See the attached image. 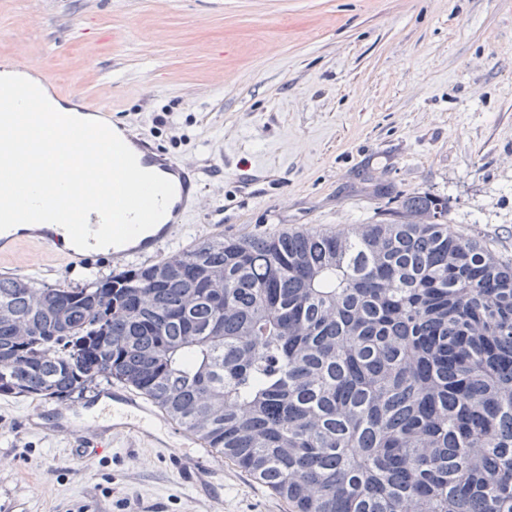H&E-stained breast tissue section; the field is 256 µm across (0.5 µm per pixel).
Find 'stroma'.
<instances>
[{"instance_id": "stroma-1", "label": "stroma", "mask_w": 512, "mask_h": 512, "mask_svg": "<svg viewBox=\"0 0 512 512\" xmlns=\"http://www.w3.org/2000/svg\"><path fill=\"white\" fill-rule=\"evenodd\" d=\"M44 64L68 105L112 121L200 178L161 247L390 217L406 194L512 259V0H0V62ZM45 246L0 275L81 286ZM47 400L0 395V512H288L219 452L209 495L132 429L109 450L63 432Z\"/></svg>"}]
</instances>
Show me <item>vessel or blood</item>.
I'll return each instance as SVG.
<instances>
[{"instance_id": "1", "label": "vessel or blood", "mask_w": 512, "mask_h": 512, "mask_svg": "<svg viewBox=\"0 0 512 512\" xmlns=\"http://www.w3.org/2000/svg\"><path fill=\"white\" fill-rule=\"evenodd\" d=\"M116 132L134 147L135 156L141 165L169 179L175 190L167 207V217L156 233L144 238H134L121 246L110 247L109 254L113 265L120 266L135 255H157L161 243L172 237L181 215L197 203L199 180L190 167L158 157L147 141L134 136L125 127H117ZM24 243L49 247L64 260L76 265L86 262L90 255L89 250L78 249L72 245L63 227L56 224H34L29 229L11 234L0 231V256H11ZM97 414L111 419L113 427L134 428L143 432L154 418L155 410L137 393L125 391L113 393L111 406L98 409Z\"/></svg>"}]
</instances>
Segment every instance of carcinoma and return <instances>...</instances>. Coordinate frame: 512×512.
Listing matches in <instances>:
<instances>
[{
    "label": "carcinoma",
    "instance_id": "obj_1",
    "mask_svg": "<svg viewBox=\"0 0 512 512\" xmlns=\"http://www.w3.org/2000/svg\"><path fill=\"white\" fill-rule=\"evenodd\" d=\"M394 216L76 288L0 275V394L116 380L290 512H512V260L427 191Z\"/></svg>",
    "mask_w": 512,
    "mask_h": 512
}]
</instances>
